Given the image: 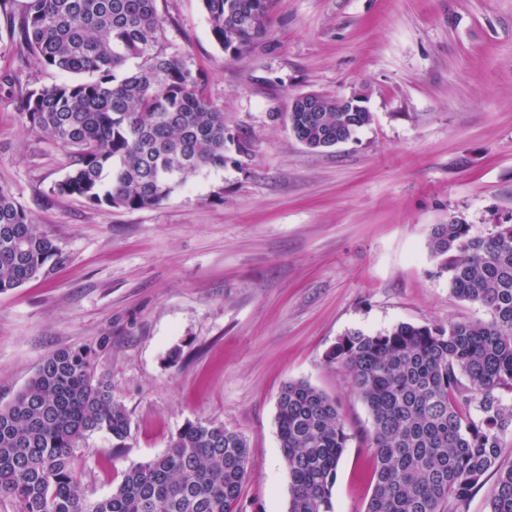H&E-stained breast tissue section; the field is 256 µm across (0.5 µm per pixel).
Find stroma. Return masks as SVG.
I'll use <instances>...</instances> for the list:
<instances>
[{"mask_svg":"<svg viewBox=\"0 0 512 512\" xmlns=\"http://www.w3.org/2000/svg\"><path fill=\"white\" fill-rule=\"evenodd\" d=\"M156 8L164 52L206 71L249 152L227 145L223 167L142 210L49 195L67 155L27 132L19 97L63 76L10 41L0 12V76H14L0 80V189L64 255L0 293V404L53 351L90 349L131 437L117 448L99 432L77 448L89 500L198 420L249 443L240 512H287L276 403L302 380L357 434L332 512H365L372 419L327 353L352 331L488 320L435 276L428 239L454 216L484 232L512 213V0H271L268 35L236 56L213 39L201 0ZM310 91L364 92L373 120L348 143L308 149L281 116Z\"/></svg>","mask_w":512,"mask_h":512,"instance_id":"1","label":"stroma"}]
</instances>
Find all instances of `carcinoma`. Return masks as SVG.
I'll return each instance as SVG.
<instances>
[{
    "instance_id": "cac0c4a2",
    "label": "carcinoma",
    "mask_w": 512,
    "mask_h": 512,
    "mask_svg": "<svg viewBox=\"0 0 512 512\" xmlns=\"http://www.w3.org/2000/svg\"><path fill=\"white\" fill-rule=\"evenodd\" d=\"M156 0H24L9 13L11 40L45 68L97 75L25 90L28 132L66 151L68 170L49 187L97 208L160 205L189 176L224 166V112L207 78L157 49ZM212 37L234 55L270 27V0H202ZM137 68L119 79L129 60ZM291 112L288 126L310 149L347 143L370 112ZM429 248L451 293L485 307L488 321L401 323L354 331L327 354L344 366L367 406L374 451L365 512H458L512 432V214L478 232L461 216L435 224ZM63 255L28 211L0 190V292L46 277ZM276 424L288 476L287 512H331L338 463L356 436L336 403L304 381L279 393ZM105 431L125 447L130 421L96 375L89 349L50 354L10 402L0 405V498L14 512H238L250 464L245 437L221 423L186 422L161 456L122 475L90 501L74 451ZM488 512H512V467L496 468Z\"/></svg>"
}]
</instances>
